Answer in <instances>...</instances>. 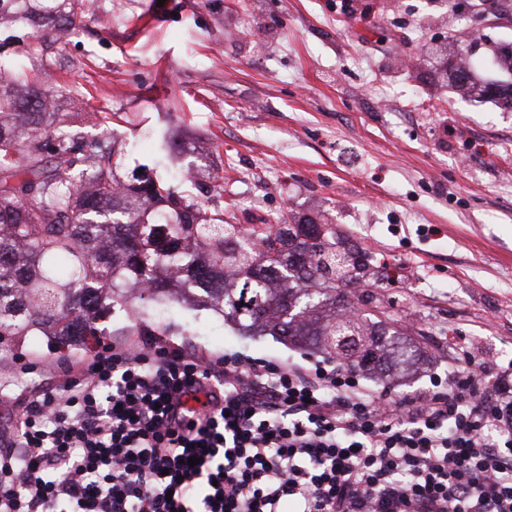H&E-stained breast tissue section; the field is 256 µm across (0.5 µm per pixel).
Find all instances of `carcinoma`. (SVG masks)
I'll return each instance as SVG.
<instances>
[{"instance_id": "obj_1", "label": "carcinoma", "mask_w": 512, "mask_h": 512, "mask_svg": "<svg viewBox=\"0 0 512 512\" xmlns=\"http://www.w3.org/2000/svg\"><path fill=\"white\" fill-rule=\"evenodd\" d=\"M84 12V0H0V27L25 20L43 41ZM492 56L512 74L511 43ZM448 71L459 95L512 109V82L477 78L459 55ZM47 99L19 77L0 86V348L43 336L50 350L82 349L88 336L111 335L104 320L132 299L164 298L369 374L386 365L397 331L336 311V292L369 268L336 225L291 214L226 224L143 172L126 184L112 170L121 146L108 131L87 143Z\"/></svg>"}]
</instances>
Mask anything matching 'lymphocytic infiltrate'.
<instances>
[{"mask_svg":"<svg viewBox=\"0 0 512 512\" xmlns=\"http://www.w3.org/2000/svg\"><path fill=\"white\" fill-rule=\"evenodd\" d=\"M15 383L0 512H512V372L471 360L394 400L339 362L143 336L49 376L15 361Z\"/></svg>","mask_w":512,"mask_h":512,"instance_id":"f902f5d3","label":"lymphocytic infiltrate"}]
</instances>
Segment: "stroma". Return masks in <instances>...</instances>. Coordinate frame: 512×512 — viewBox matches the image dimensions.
I'll use <instances>...</instances> for the list:
<instances>
[{
  "mask_svg": "<svg viewBox=\"0 0 512 512\" xmlns=\"http://www.w3.org/2000/svg\"><path fill=\"white\" fill-rule=\"evenodd\" d=\"M488 0H96L77 37L36 51L32 28L0 44L59 111L124 138L117 171L171 178L232 224L284 212L335 225L397 280L350 290L346 308L399 331L409 374L391 396L429 390L474 355L512 366V111L438 83L428 50L461 35ZM151 23H144L145 13ZM193 172L190 181L182 172ZM146 318L164 343L211 357L309 365L322 354L239 335L185 307L131 302L111 340Z\"/></svg>",
  "mask_w": 512,
  "mask_h": 512,
  "instance_id": "obj_1",
  "label": "stroma"
}]
</instances>
